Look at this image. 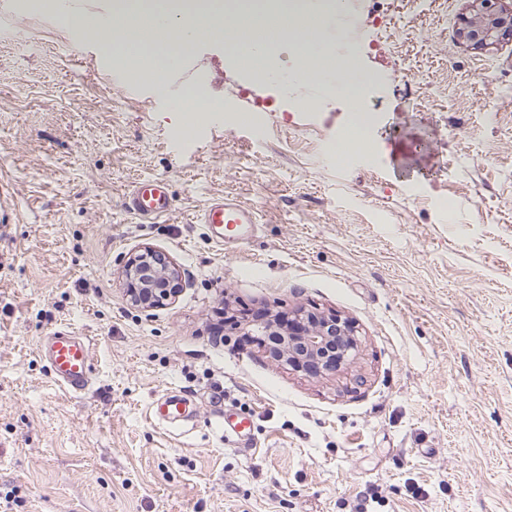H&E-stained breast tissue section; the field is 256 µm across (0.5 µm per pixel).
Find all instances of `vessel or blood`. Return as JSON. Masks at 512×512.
Returning a JSON list of instances; mask_svg holds the SVG:
<instances>
[{"mask_svg":"<svg viewBox=\"0 0 512 512\" xmlns=\"http://www.w3.org/2000/svg\"><path fill=\"white\" fill-rule=\"evenodd\" d=\"M126 210L138 217L160 219L170 212V200L163 183H145L126 195ZM200 223L206 224L216 243L234 245L247 238L256 223L253 210L232 198L217 199L209 203L199 215ZM40 352L50 364L54 380L66 393L84 392L91 382L92 344L88 337L69 329H60L46 337ZM192 403L188 397L166 394L151 407L157 421L175 423L191 417Z\"/></svg>","mask_w":512,"mask_h":512,"instance_id":"vessel-or-blood-1","label":"vessel or blood"}]
</instances>
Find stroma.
<instances>
[{
  "label": "stroma",
  "instance_id": "obj_1",
  "mask_svg": "<svg viewBox=\"0 0 512 512\" xmlns=\"http://www.w3.org/2000/svg\"><path fill=\"white\" fill-rule=\"evenodd\" d=\"M467 0H348L307 16L310 54L352 60L359 103L260 78L200 41L163 83L74 19L0 0V501L12 512H512V39L457 34ZM197 86L220 109L184 124ZM368 150L342 159L354 111ZM165 183L149 222L123 198ZM257 214L233 252L198 215ZM149 246L181 290L132 306L120 271ZM299 305L354 320L350 369L309 377L232 330ZM93 344L91 385L39 347ZM188 394L193 417L153 421ZM249 417L248 445L220 412ZM54 380L68 394L84 392L91 382L92 344L87 336L59 329L40 345ZM192 403L188 397L166 394L159 397L152 405L150 413L158 422L175 423L192 417Z\"/></svg>",
  "mask_w": 512,
  "mask_h": 512
}]
</instances>
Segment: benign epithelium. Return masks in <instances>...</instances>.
<instances>
[{
    "mask_svg": "<svg viewBox=\"0 0 512 512\" xmlns=\"http://www.w3.org/2000/svg\"><path fill=\"white\" fill-rule=\"evenodd\" d=\"M504 0H468L470 17L459 29L462 40L485 48L512 37V6ZM122 285L131 303L142 308L163 305L176 297L181 277L177 264L166 255L144 246L130 256L121 271ZM256 335L280 337L276 361L295 372L321 377L355 363L361 342L354 323L337 312L297 307L256 320Z\"/></svg>",
    "mask_w": 512,
    "mask_h": 512,
    "instance_id": "1",
    "label": "benign epithelium"
}]
</instances>
